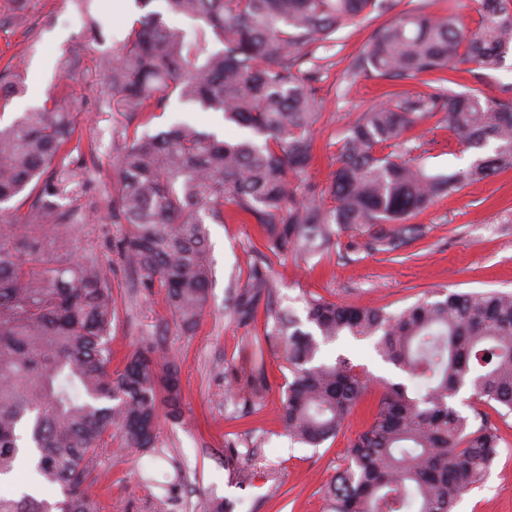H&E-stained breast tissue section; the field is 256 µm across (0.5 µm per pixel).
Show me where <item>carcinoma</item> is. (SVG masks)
I'll return each instance as SVG.
<instances>
[{"label": "carcinoma", "instance_id": "cac0c4a2", "mask_svg": "<svg viewBox=\"0 0 512 512\" xmlns=\"http://www.w3.org/2000/svg\"><path fill=\"white\" fill-rule=\"evenodd\" d=\"M161 2L104 59L118 110L152 115L175 98L251 133L225 140L181 122L133 135L117 159L112 223L126 226L117 253L139 268L145 287L165 289L186 330L208 299L206 217L222 224L229 210L259 224L266 248L255 250L259 264L290 249L316 256L350 231L364 237L357 243L363 251L394 253L423 235L412 215L512 169V88L501 97L470 87L439 93L444 82L463 85L451 74L464 64L504 67L512 0H480L474 29L421 7L377 27L349 71L383 81L421 77L430 91H392L361 113L341 140L327 188L307 182L300 194L287 176L310 170L312 128L323 109L315 71L301 66L337 30L385 16L398 0ZM166 14L192 26L172 27ZM23 92L19 73L0 72L1 104ZM436 115L476 151L467 169L433 174L413 158L383 153ZM74 129L69 113L46 108L0 128V204L34 185L29 223L41 228L25 244L0 226V475L25 465L19 442L26 430L35 451L32 482L61 495L53 504L31 494L0 496V512H99L93 473L112 430L126 448H152L160 415L182 416L178 366L153 346L112 371L110 277L96 258L74 262L63 248L59 227L72 216L61 200L81 186L61 154ZM277 297V284L256 270L230 315L247 322L266 300V340L281 347L289 371L280 419L294 441L317 449L336 436L373 382L350 359L323 356L322 347L342 336L372 341L385 362L425 383L416 396L404 383L382 381L371 422L325 492L328 512H452L483 484L500 437L480 406L512 413V292H448L398 313L311 296L302 320ZM266 387L258 346L238 398L254 405ZM463 390L470 415L453 401Z\"/></svg>", "mask_w": 512, "mask_h": 512}]
</instances>
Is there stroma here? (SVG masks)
I'll list each match as a JSON object with an SVG mask.
<instances>
[{"mask_svg": "<svg viewBox=\"0 0 512 512\" xmlns=\"http://www.w3.org/2000/svg\"><path fill=\"white\" fill-rule=\"evenodd\" d=\"M424 7L435 16L456 14L476 27L478 0H399L398 11ZM135 0H0V67L15 63L24 74L25 91L0 110L9 124L21 112L55 98L70 112L81 139L71 154L83 172L85 188L65 205L72 222L64 240L73 258L92 256L107 267L115 300L112 366L144 345L172 353L183 387L182 416L161 420L155 448L110 451L100 458L93 490L101 512H153L155 497L171 494L168 512H206L210 499L227 498L234 512H327L326 488L343 468L346 450L369 423L376 392L365 394L335 438L319 449L302 447L280 421L288 377L281 349L265 340V316L256 311L248 322L230 310L252 275L253 248L263 245L260 228L237 219L208 227L211 285L204 312L191 330L173 317L163 288H144L141 271L123 261L114 244L124 234L107 207L117 188L116 160L134 132L156 133L186 121L202 131L229 139L240 136L218 112L190 111L173 105L166 113L128 123L114 109L112 91L99 69L114 54L142 16ZM97 34H90L91 23ZM379 22L367 18L336 32L318 49L323 68L316 84L324 109L313 127L317 160L308 180L326 185L333 159L350 122L379 105L389 83L350 75L349 63L360 56ZM71 57L70 72L59 61ZM413 156L425 168L452 173L467 167L472 151L457 137L428 119L411 130ZM414 223L424 235L399 255L368 254L349 249L353 233L311 258L290 253L262 265L279 284L282 307L302 313V298L312 294L341 303L381 307L396 313L439 291L496 289L512 291V170L473 182L417 213ZM262 342L271 383L259 404L246 408L225 390L233 373L246 372L249 346ZM363 365L371 376L409 382V375L384 362L371 342L345 337L325 350ZM501 436L497 459L483 485L463 495L454 512H512V413L490 412ZM252 469V486L238 484V471Z\"/></svg>", "mask_w": 512, "mask_h": 512, "instance_id": "obj_1", "label": "stroma"}]
</instances>
